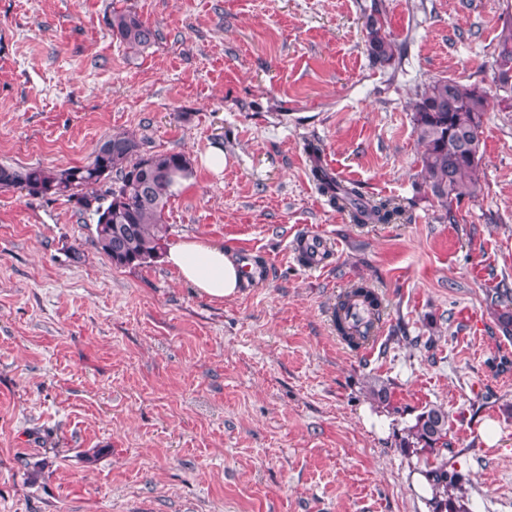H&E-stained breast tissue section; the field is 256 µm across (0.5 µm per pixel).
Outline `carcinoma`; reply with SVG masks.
Listing matches in <instances>:
<instances>
[{
  "label": "carcinoma",
  "instance_id": "carcinoma-1",
  "mask_svg": "<svg viewBox=\"0 0 512 512\" xmlns=\"http://www.w3.org/2000/svg\"><path fill=\"white\" fill-rule=\"evenodd\" d=\"M107 24L112 35L131 49L155 44L159 30L130 9L112 8ZM365 38L372 61L382 66L401 59L403 45L389 31L378 3L371 5ZM497 89L512 100V21L504 25L496 59ZM487 92L477 85H462L447 78L432 80L411 103V122L423 146L419 157L422 184L453 218V204L475 195L480 186L482 125L489 111ZM313 176L320 191L355 224H390L402 219L405 208L394 199L365 196L359 184L340 181L313 158ZM192 164L182 153H145L136 136L119 133L106 138L81 166L63 169L0 164V189L19 188L30 196L65 198L81 215L93 220L96 248L116 267H139L160 255L166 237L165 213L172 188L190 177ZM105 183V190L97 186ZM497 310L502 335L512 339V288H497L487 297ZM370 315L366 328L382 319V302L367 285L354 284L340 295L333 311L337 333L357 345L346 321L354 304ZM397 447L407 454L426 453L433 461L421 471L432 491L431 512H469L464 501L463 476L448 461V412L438 406L424 409L404 428Z\"/></svg>",
  "mask_w": 512,
  "mask_h": 512
}]
</instances>
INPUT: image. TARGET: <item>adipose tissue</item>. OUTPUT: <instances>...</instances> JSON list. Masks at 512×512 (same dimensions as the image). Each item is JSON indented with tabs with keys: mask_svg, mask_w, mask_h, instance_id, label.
Masks as SVG:
<instances>
[{
	"mask_svg": "<svg viewBox=\"0 0 512 512\" xmlns=\"http://www.w3.org/2000/svg\"><path fill=\"white\" fill-rule=\"evenodd\" d=\"M165 261L196 294L212 302L236 296L246 283L241 265L223 245L186 239L168 248Z\"/></svg>",
	"mask_w": 512,
	"mask_h": 512,
	"instance_id": "1",
	"label": "adipose tissue"
}]
</instances>
